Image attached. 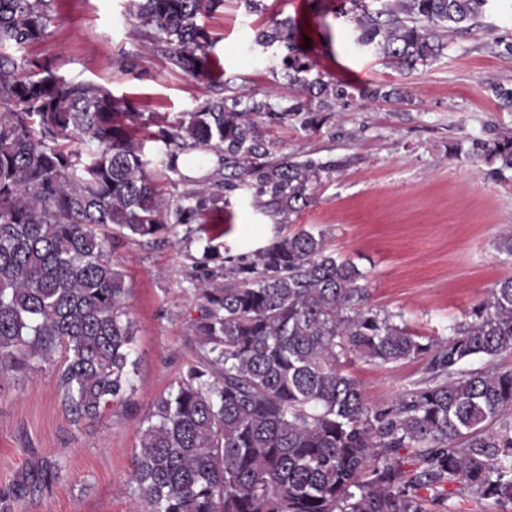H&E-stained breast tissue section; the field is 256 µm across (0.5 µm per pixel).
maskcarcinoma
<instances>
[{
	"mask_svg": "<svg viewBox=\"0 0 512 512\" xmlns=\"http://www.w3.org/2000/svg\"><path fill=\"white\" fill-rule=\"evenodd\" d=\"M51 0H0V373L64 352L59 386L78 421L118 404L130 385L134 328L109 237L162 240L175 224L220 210L243 190L274 217L307 209L325 167L264 161V125L320 129L350 96L309 77L296 26L282 42L298 96L249 105L208 99L170 121L144 117L99 85L67 81L17 58L46 39ZM488 0H389L353 16L357 42L410 70L438 56L440 31L472 26ZM223 0H131L129 16L170 69L218 81L198 20ZM193 156L212 164L178 200L158 186ZM473 161L512 172V135ZM189 285L201 351L152 405L131 483L143 512H512V277L448 327L421 336L404 313L369 303L367 275L328 247L327 232L275 236L248 254L207 243ZM425 359L427 377L370 409L341 369ZM475 358L482 366L469 369Z\"/></svg>",
	"mask_w": 512,
	"mask_h": 512,
	"instance_id": "obj_1",
	"label": "carcinoma"
}]
</instances>
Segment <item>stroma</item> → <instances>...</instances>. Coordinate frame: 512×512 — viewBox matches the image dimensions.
Instances as JSON below:
<instances>
[{"instance_id": "35a3bbf8", "label": "stroma", "mask_w": 512, "mask_h": 512, "mask_svg": "<svg viewBox=\"0 0 512 512\" xmlns=\"http://www.w3.org/2000/svg\"><path fill=\"white\" fill-rule=\"evenodd\" d=\"M340 0H224L202 23L215 38L223 70L210 84L171 70L127 15L128 0H52L48 37L25 55L48 60L69 80L91 81L144 114L179 116L217 95L288 99L283 43H256L258 32L292 20L310 38L307 53L324 80L350 96L317 131L299 121L268 126L271 161L308 158L329 165L314 183V203L285 223L262 214L236 191L223 211L194 229L175 225L168 243H114L135 325L134 389L93 421H75L63 404L54 363L32 361L0 378V491L27 479L34 494L0 500V512H134L132 461L153 402L196 360L190 324L199 301L188 283L207 238L230 254L256 250L301 229L329 234L330 247L367 273L370 302L403 312L419 334L447 337L496 282L512 277L498 252L501 225L512 224V172L484 178L469 161L477 143L512 134V109L492 89L512 88V0H489L472 29L444 38L441 54L412 70L385 64L356 42ZM399 90L401 99L372 97ZM424 360L343 363L369 407H385L425 376Z\"/></svg>"}]
</instances>
